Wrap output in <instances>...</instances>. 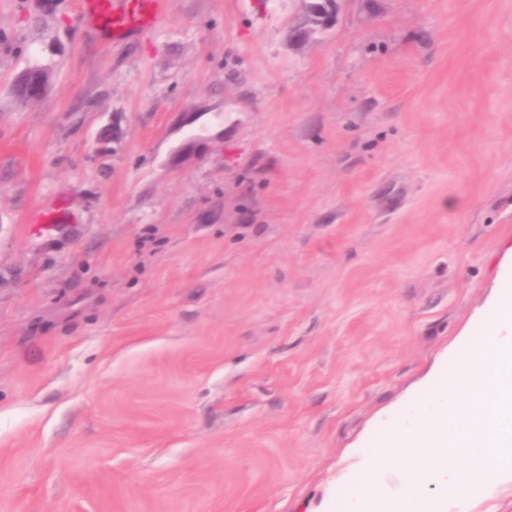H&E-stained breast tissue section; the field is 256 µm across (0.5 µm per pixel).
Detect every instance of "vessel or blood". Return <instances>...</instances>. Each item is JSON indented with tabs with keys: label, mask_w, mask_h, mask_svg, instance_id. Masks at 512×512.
<instances>
[{
	"label": "vessel or blood",
	"mask_w": 512,
	"mask_h": 512,
	"mask_svg": "<svg viewBox=\"0 0 512 512\" xmlns=\"http://www.w3.org/2000/svg\"><path fill=\"white\" fill-rule=\"evenodd\" d=\"M80 17L109 37L148 30L164 14L162 0H81Z\"/></svg>",
	"instance_id": "1"
}]
</instances>
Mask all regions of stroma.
<instances>
[{
  "label": "stroma",
  "mask_w": 512,
  "mask_h": 512,
  "mask_svg": "<svg viewBox=\"0 0 512 512\" xmlns=\"http://www.w3.org/2000/svg\"><path fill=\"white\" fill-rule=\"evenodd\" d=\"M304 7L0 0V512L344 505L447 372L512 247V0ZM80 17L109 37L148 30L164 14L162 0H81ZM322 4H325L326 7ZM334 4V2H330L329 0L308 1L307 10L310 17V23L302 29L297 27L292 43L306 42L318 29L332 27L336 22L337 13V6L335 8Z\"/></svg>",
  "instance_id": "35a3bbf8"
}]
</instances>
